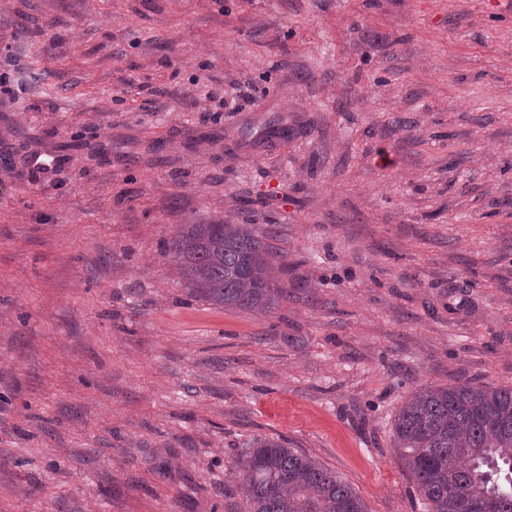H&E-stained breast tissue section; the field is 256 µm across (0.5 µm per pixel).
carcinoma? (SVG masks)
Wrapping results in <instances>:
<instances>
[{
	"label": "carcinoma",
	"instance_id": "obj_1",
	"mask_svg": "<svg viewBox=\"0 0 512 512\" xmlns=\"http://www.w3.org/2000/svg\"><path fill=\"white\" fill-rule=\"evenodd\" d=\"M190 295L266 316L287 290L252 224H182L164 243ZM427 512H512V388L423 386L393 424ZM247 512H366L316 458L255 437L235 464Z\"/></svg>",
	"mask_w": 512,
	"mask_h": 512
}]
</instances>
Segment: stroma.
Wrapping results in <instances>:
<instances>
[{
  "instance_id": "35a3bbf8",
  "label": "stroma",
  "mask_w": 512,
  "mask_h": 512,
  "mask_svg": "<svg viewBox=\"0 0 512 512\" xmlns=\"http://www.w3.org/2000/svg\"><path fill=\"white\" fill-rule=\"evenodd\" d=\"M1 42L0 512H245L256 436L423 512L405 398L512 387V0H0ZM218 221L272 314L164 256ZM164 251L190 295L213 306L267 316L287 296L252 224H182Z\"/></svg>"
}]
</instances>
